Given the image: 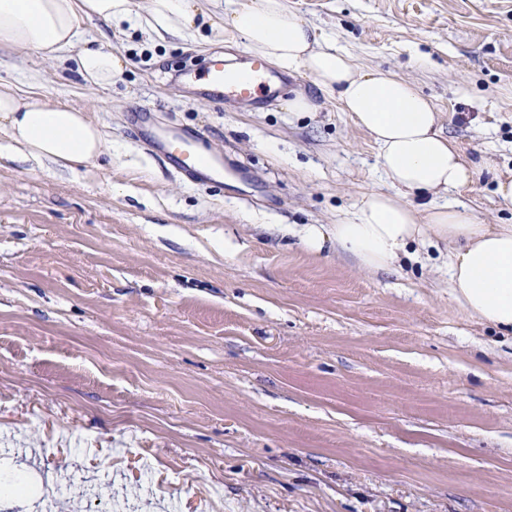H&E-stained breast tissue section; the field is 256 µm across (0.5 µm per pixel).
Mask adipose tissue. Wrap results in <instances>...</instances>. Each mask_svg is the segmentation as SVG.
<instances>
[{
    "label": "adipose tissue",
    "mask_w": 512,
    "mask_h": 512,
    "mask_svg": "<svg viewBox=\"0 0 512 512\" xmlns=\"http://www.w3.org/2000/svg\"><path fill=\"white\" fill-rule=\"evenodd\" d=\"M105 26L85 39L80 22ZM143 29L160 40L198 46L243 41L246 48L291 73H306L372 138L388 189L365 196L351 215L326 226L305 225L303 248L326 241L365 271L396 268L409 245L449 246L450 295L471 315L512 335V224H482L459 201L473 176L458 144L445 136L432 101L413 82L380 69H360L293 11L288 0H0V48L32 50L72 65L87 88H107L126 58L111 36ZM0 131L21 160L75 170L104 149L99 127L82 110L51 104L37 93L0 90Z\"/></svg>",
    "instance_id": "obj_1"
}]
</instances>
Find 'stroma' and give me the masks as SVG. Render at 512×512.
Masks as SVG:
<instances>
[{
	"instance_id": "obj_1",
	"label": "stroma",
	"mask_w": 512,
	"mask_h": 512,
	"mask_svg": "<svg viewBox=\"0 0 512 512\" xmlns=\"http://www.w3.org/2000/svg\"><path fill=\"white\" fill-rule=\"evenodd\" d=\"M359 68L415 83L473 167L484 224L512 177V0H289ZM108 89L29 50L0 87L88 112L75 171L15 161L0 133V512H512V343L449 295L444 249L369 273L306 224L384 191L350 113L294 74L256 107L193 97L217 56L113 34ZM304 94L312 112H291ZM205 133L252 170L244 195L183 179L130 129Z\"/></svg>"
}]
</instances>
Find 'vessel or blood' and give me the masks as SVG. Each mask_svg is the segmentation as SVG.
<instances>
[{
    "instance_id": "b4317fda",
    "label": "vessel or blood",
    "mask_w": 512,
    "mask_h": 512,
    "mask_svg": "<svg viewBox=\"0 0 512 512\" xmlns=\"http://www.w3.org/2000/svg\"><path fill=\"white\" fill-rule=\"evenodd\" d=\"M183 81L207 97L247 105L262 99L273 100L284 84L259 58L248 59L242 70L231 71L225 68L222 58L214 57L202 68L184 69ZM147 140L153 149L168 154L181 171L194 179L223 184L224 171L205 153L206 138L200 130L180 127L149 134Z\"/></svg>"
}]
</instances>
